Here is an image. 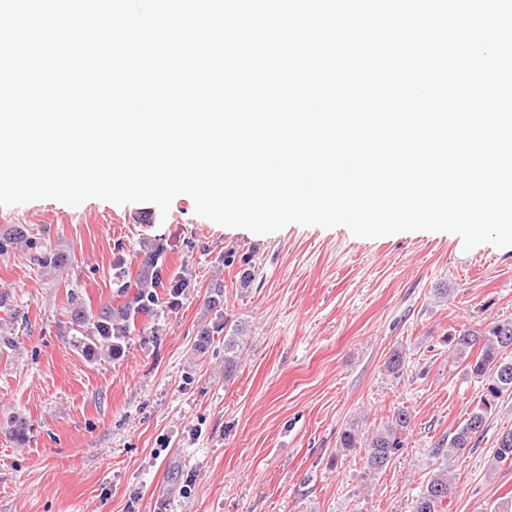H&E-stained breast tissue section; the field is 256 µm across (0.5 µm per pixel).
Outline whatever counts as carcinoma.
Returning a JSON list of instances; mask_svg holds the SVG:
<instances>
[{
    "label": "carcinoma",
    "mask_w": 512,
    "mask_h": 512,
    "mask_svg": "<svg viewBox=\"0 0 512 512\" xmlns=\"http://www.w3.org/2000/svg\"><path fill=\"white\" fill-rule=\"evenodd\" d=\"M23 237V230L17 226L0 231V257L9 254L15 240ZM28 259L31 264L44 266L53 263L65 265L67 256L51 252L40 241L31 239L27 243ZM142 308L138 298L127 300L102 313L97 335L87 337V348L97 355H112L114 343L126 336L135 324ZM453 354L465 362V368L482 383L476 406L468 413L464 422L453 432L441 437L431 454L448 458L451 450L472 448L484 435L488 415L495 402L505 393L512 394V319L489 323L482 329L465 328L454 337ZM239 362V343L232 336L224 340V376H229ZM386 370L398 378L405 369L402 351L395 350L385 362ZM412 421L410 411L401 407L393 412L383 425L366 437L358 425L352 423L340 435L339 447L346 450L360 448L368 472L381 471L405 447V433ZM494 457L499 462H512V430L500 433L495 441ZM452 494V483L448 480V468H440L421 486L413 504V512H445L448 497Z\"/></svg>",
    "instance_id": "cac0c4a2"
}]
</instances>
